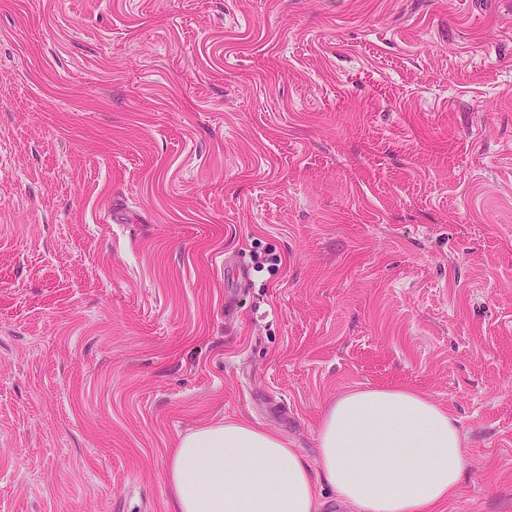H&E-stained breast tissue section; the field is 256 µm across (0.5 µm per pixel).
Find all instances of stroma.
Returning a JSON list of instances; mask_svg holds the SVG:
<instances>
[{
	"mask_svg": "<svg viewBox=\"0 0 512 512\" xmlns=\"http://www.w3.org/2000/svg\"><path fill=\"white\" fill-rule=\"evenodd\" d=\"M379 387L512 512V0H0V512Z\"/></svg>",
	"mask_w": 512,
	"mask_h": 512,
	"instance_id": "obj_1",
	"label": "stroma"
}]
</instances>
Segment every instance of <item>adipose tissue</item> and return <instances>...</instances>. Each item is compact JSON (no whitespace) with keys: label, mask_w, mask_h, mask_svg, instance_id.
<instances>
[{"label":"adipose tissue","mask_w":512,"mask_h":512,"mask_svg":"<svg viewBox=\"0 0 512 512\" xmlns=\"http://www.w3.org/2000/svg\"><path fill=\"white\" fill-rule=\"evenodd\" d=\"M319 467L244 421L182 436L170 455L173 512H320L328 485L351 512H433L457 492L466 456L455 417L399 389L338 398L319 426Z\"/></svg>","instance_id":"adipose-tissue-1"}]
</instances>
